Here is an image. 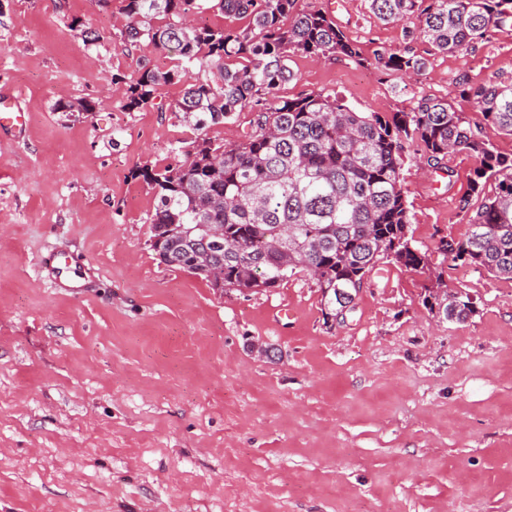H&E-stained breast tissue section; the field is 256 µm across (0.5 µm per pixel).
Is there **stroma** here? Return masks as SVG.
<instances>
[{
    "instance_id": "1",
    "label": "stroma",
    "mask_w": 512,
    "mask_h": 512,
    "mask_svg": "<svg viewBox=\"0 0 512 512\" xmlns=\"http://www.w3.org/2000/svg\"><path fill=\"white\" fill-rule=\"evenodd\" d=\"M121 0H0V97L27 127L0 129V512H512V279L456 264L442 239L479 159L432 171L407 149L403 190L413 245L429 273L380 260L344 322L322 313L300 271L275 288H210L149 246L155 196L139 168L180 161L188 127L168 113L184 83L128 112L112 83L147 58L125 49ZM323 9L366 59L294 54L298 97L333 90L358 112L409 111L430 96L485 125L454 80H512V23L470 52L408 41L368 0H298ZM80 19L102 39L85 46ZM412 47L428 67L380 73L379 50ZM95 102L87 115L59 103ZM77 269L74 292L38 268L50 253ZM443 278L478 313L434 318L426 288Z\"/></svg>"
}]
</instances>
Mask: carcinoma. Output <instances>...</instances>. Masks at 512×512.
<instances>
[{
	"instance_id": "obj_1",
	"label": "carcinoma",
	"mask_w": 512,
	"mask_h": 512,
	"mask_svg": "<svg viewBox=\"0 0 512 512\" xmlns=\"http://www.w3.org/2000/svg\"><path fill=\"white\" fill-rule=\"evenodd\" d=\"M121 38L177 57L161 71L147 59L138 75H112L124 87V108L151 105L162 85L197 75L170 108L194 137L177 151L185 160L163 168L144 166L137 175L157 200L148 217L160 262L215 287L210 271H224L226 288H275L301 269L317 281L324 310L343 308L339 292L356 293L365 274L386 259L423 272L426 253L412 245L402 189L404 150L415 146L429 168L451 174L445 159L477 155L469 192L461 200L465 238L440 241L452 261L512 279V156L499 153L464 113L444 99L422 97L408 112L384 116L355 112L334 92L296 98L279 95L295 79L289 54L340 57L361 64L357 42L321 9L299 10L297 0H122ZM383 22L414 24L406 36L442 53H463L494 27L512 19V0H368ZM246 18L243 29L195 24L206 12ZM381 71L420 75L427 59L412 49L380 51ZM483 119L512 136V81L478 87L455 80ZM248 110L257 113L240 144L226 147L208 129ZM494 190L487 191L489 182ZM182 224L187 237L168 235ZM199 224L224 227L221 245H203ZM207 247L201 257L198 247ZM427 289L429 311L444 305L448 320L476 314L469 293Z\"/></svg>"
}]
</instances>
